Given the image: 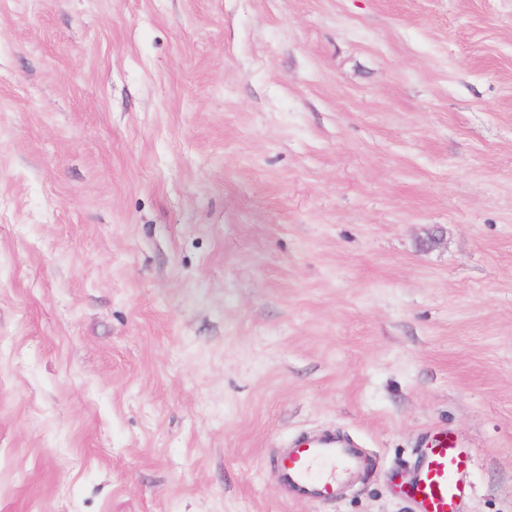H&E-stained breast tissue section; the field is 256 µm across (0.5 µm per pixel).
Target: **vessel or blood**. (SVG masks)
Wrapping results in <instances>:
<instances>
[{
  "instance_id": "b4317fda",
  "label": "vessel or blood",
  "mask_w": 512,
  "mask_h": 512,
  "mask_svg": "<svg viewBox=\"0 0 512 512\" xmlns=\"http://www.w3.org/2000/svg\"><path fill=\"white\" fill-rule=\"evenodd\" d=\"M370 463L349 441L333 434L300 436L274 458L271 475L282 489L312 502L338 499L341 485ZM472 451L442 439L423 453L412 498L421 512H459L468 495Z\"/></svg>"
}]
</instances>
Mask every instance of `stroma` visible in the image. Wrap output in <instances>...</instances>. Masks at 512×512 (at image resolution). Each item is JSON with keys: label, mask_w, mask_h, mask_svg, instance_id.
<instances>
[{"label": "stroma", "mask_w": 512, "mask_h": 512, "mask_svg": "<svg viewBox=\"0 0 512 512\" xmlns=\"http://www.w3.org/2000/svg\"><path fill=\"white\" fill-rule=\"evenodd\" d=\"M440 432L512 512V0H0V512H418ZM369 466L349 441L335 434H312L277 454L271 475L287 495L290 488L296 497L326 504L339 498L340 486L352 473Z\"/></svg>", "instance_id": "stroma-1"}]
</instances>
